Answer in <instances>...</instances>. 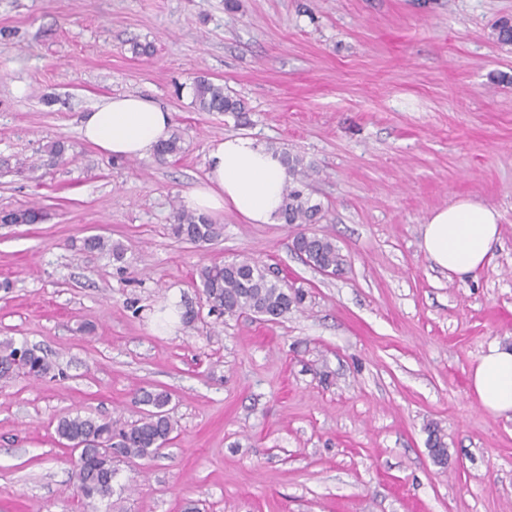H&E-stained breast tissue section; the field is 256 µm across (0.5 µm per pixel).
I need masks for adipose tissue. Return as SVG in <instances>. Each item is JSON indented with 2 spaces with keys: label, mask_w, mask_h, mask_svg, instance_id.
<instances>
[{
  "label": "adipose tissue",
  "mask_w": 512,
  "mask_h": 512,
  "mask_svg": "<svg viewBox=\"0 0 512 512\" xmlns=\"http://www.w3.org/2000/svg\"><path fill=\"white\" fill-rule=\"evenodd\" d=\"M171 112L140 95L113 96L87 112L81 138L106 155L143 158L170 136ZM288 179L278 154L257 139L228 136L206 156L204 180L183 199L185 209L217 215L229 209L250 224H275ZM497 210L467 199L431 213L423 226V249L449 276L481 268L499 238ZM471 386L481 407L493 414L512 411V348L489 345L478 358Z\"/></svg>",
  "instance_id": "obj_1"
}]
</instances>
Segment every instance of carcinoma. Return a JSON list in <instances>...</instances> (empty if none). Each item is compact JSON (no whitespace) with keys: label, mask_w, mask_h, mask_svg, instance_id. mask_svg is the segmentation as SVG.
Here are the masks:
<instances>
[{"label":"carcinoma","mask_w":512,"mask_h":512,"mask_svg":"<svg viewBox=\"0 0 512 512\" xmlns=\"http://www.w3.org/2000/svg\"><path fill=\"white\" fill-rule=\"evenodd\" d=\"M195 103L202 112H240L241 101L224 93V86L206 77L193 85ZM182 138L174 134L158 145L155 157L165 160L182 151ZM289 180L284 189L281 218L286 224H311L321 212V206L311 203L300 185L308 179V171L299 155L282 152ZM172 233L193 243H208L220 238L224 225L190 213L176 212ZM293 249L305 256V262L315 269L338 271L344 264L343 255L333 239L317 236L293 242ZM80 250L107 252L116 262L124 261L125 246L99 235L81 241ZM199 287L212 309L227 317L241 314L261 316L268 321L282 318L299 307L303 291H288L270 269L258 261L243 257L227 263H212L197 269ZM39 380L51 374L52 363L36 347L15 346L6 339L0 342V381L11 379L17 372ZM139 403L145 410L138 420L123 428L114 426L110 418L92 415H66L56 425L58 438L71 448H79L85 457L80 472L72 473L71 488L88 512H113L116 493V462L134 463L155 457L172 440L176 422L167 406L170 394L163 389L142 392Z\"/></svg>","instance_id":"cac0c4a2"}]
</instances>
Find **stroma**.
Returning <instances> with one entry per match:
<instances>
[{
	"mask_svg": "<svg viewBox=\"0 0 512 512\" xmlns=\"http://www.w3.org/2000/svg\"><path fill=\"white\" fill-rule=\"evenodd\" d=\"M512 0H0V339L42 349L49 376L0 382V512H83L58 418L137 420L171 395L172 440L118 463L120 512H512V412L470 374L512 346ZM150 43L152 56L135 55ZM207 76L242 112H202ZM169 108L183 150L115 159L85 143L102 99ZM248 135L303 157L311 230L346 262L327 276L293 224L193 244L170 226L213 142ZM58 142L66 159L43 161ZM495 208L473 275L423 250L428 215ZM99 234L123 262L80 251ZM251 257L306 292L284 318L211 313L196 271ZM445 436L433 460L426 425Z\"/></svg>",
	"mask_w": 512,
	"mask_h": 512,
	"instance_id": "obj_1",
	"label": "stroma"
}]
</instances>
